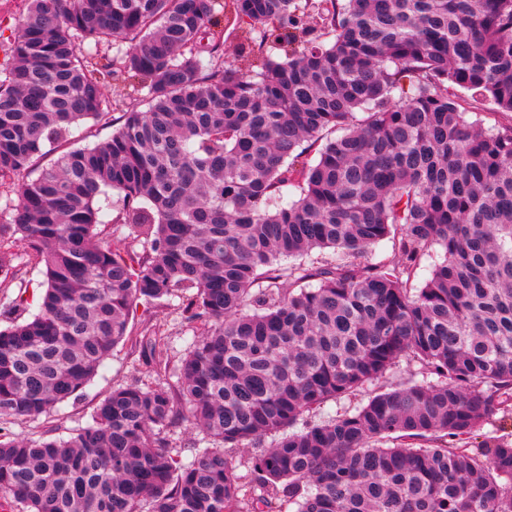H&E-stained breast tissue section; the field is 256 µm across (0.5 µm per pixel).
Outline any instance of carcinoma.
Segmentation results:
<instances>
[{
  "instance_id": "1",
  "label": "carcinoma",
  "mask_w": 512,
  "mask_h": 512,
  "mask_svg": "<svg viewBox=\"0 0 512 512\" xmlns=\"http://www.w3.org/2000/svg\"><path fill=\"white\" fill-rule=\"evenodd\" d=\"M216 2L25 0L0 68V186L25 177L0 218V423L77 398L140 300L192 289L199 327L174 384L116 387L66 438L0 427V500L512 512V445L467 448L512 410V120L468 119L471 101L512 113V0ZM227 32L247 42L236 64ZM118 74L141 99L71 147L114 111ZM111 209L139 256L102 243ZM385 239L391 265L369 260ZM13 243L43 268L34 305ZM401 360L422 379L366 395ZM183 417L203 434L189 462L162 436ZM116 126L112 127V124L103 125L102 122L94 124L90 121L85 127L75 130L72 140H75V146L93 144L110 136Z\"/></svg>"
}]
</instances>
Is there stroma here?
I'll return each mask as SVG.
<instances>
[{
    "instance_id": "35a3bbf8",
    "label": "stroma",
    "mask_w": 512,
    "mask_h": 512,
    "mask_svg": "<svg viewBox=\"0 0 512 512\" xmlns=\"http://www.w3.org/2000/svg\"><path fill=\"white\" fill-rule=\"evenodd\" d=\"M155 323L161 324L164 339L157 347V356L153 357L142 352L139 342L145 329ZM130 328L129 340L114 349L77 399L62 404L51 414L11 422L10 430L32 438L44 434L66 437L89 422L94 408L112 387L136 383L148 388L163 383L164 376L157 367L159 359L164 358L170 365H177L186 340L191 335V325L182 310L180 299L138 306L131 318Z\"/></svg>"
}]
</instances>
